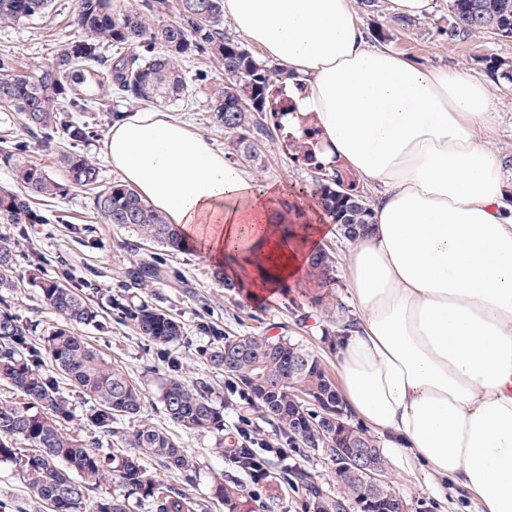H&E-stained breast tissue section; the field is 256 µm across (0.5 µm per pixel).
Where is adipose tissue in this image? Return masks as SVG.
<instances>
[{
    "mask_svg": "<svg viewBox=\"0 0 512 512\" xmlns=\"http://www.w3.org/2000/svg\"><path fill=\"white\" fill-rule=\"evenodd\" d=\"M224 12L287 72L289 127H316L319 160L378 189L348 243L353 325L335 346L347 410L479 512H512V184L476 137L493 97L466 67L371 46L350 0H224ZM100 152L248 299L306 281L327 217L287 212L170 113H125Z\"/></svg>",
    "mask_w": 512,
    "mask_h": 512,
    "instance_id": "obj_1",
    "label": "adipose tissue"
}]
</instances>
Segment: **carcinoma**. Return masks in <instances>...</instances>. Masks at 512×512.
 <instances>
[{
  "label": "carcinoma",
  "mask_w": 512,
  "mask_h": 512,
  "mask_svg": "<svg viewBox=\"0 0 512 512\" xmlns=\"http://www.w3.org/2000/svg\"><path fill=\"white\" fill-rule=\"evenodd\" d=\"M52 0H0V24L31 19ZM224 0H178L177 16L158 21L134 9L112 11V0H77L75 24L84 37L66 44L34 74L16 72L14 60L0 56V112L17 121L22 136L0 138V163L11 168L19 190L0 189L1 224H46L37 202L55 199L71 188L92 195L93 209L104 224L126 228L138 239L167 251L184 252L189 242L182 230L143 199L118 182L102 184L100 168L87 157L69 151L59 156L65 182L27 161L31 141L49 143L61 134L70 143L93 135L89 112L105 111L116 122L118 107L106 96L140 104H167L193 99V89L182 68L185 59L205 56L224 71V87L212 104L214 121L231 135L233 154L254 165L261 163L258 143L282 138L290 159L314 173L311 196L321 211L349 241L371 223V204L360 187L361 178L323 165L312 152L313 130L298 137L288 131L282 99L283 70L260 62L221 27ZM448 40L467 42L486 33L512 39V0H448ZM116 49L106 54L105 48ZM244 101L248 107L237 103ZM47 258L34 253L28 282L39 288L43 303L64 323L42 332L39 324L23 321L7 300L23 277L19 255L11 238L0 235V381L16 397L0 402V463H10L23 477L31 494L47 512H127L119 497H94L95 486L117 477L120 483L148 502L153 512H203L185 492L147 474L141 456L149 454L177 475L197 468L195 457L166 431L141 425L128 432L123 423L143 412L140 387L122 368L112 365L74 327H97L115 315L136 335L155 345H167L184 336L179 319L146 301L116 302L109 310L92 303L72 283L68 273H44ZM128 286L141 287L161 278L157 261H142L126 273ZM309 278L316 282L311 307L329 317L333 341L336 329L349 326V310L336 299L335 253L322 249L312 259ZM216 337L206 352L212 370L246 391L261 416L288 438L307 448H324L330 458L354 448L379 447L362 426L348 417L336 421L328 410L342 400L335 381L321 362L302 344L281 336H226L201 324ZM51 364L53 373L44 370ZM178 361H170L161 404L167 418L183 430H224V409L209 397V387L179 379ZM91 403L87 414L93 432L79 440L65 432L70 421V395ZM120 447H114V444ZM297 479L308 491L312 512H397L387 495L366 507L364 489L353 480L338 479L344 497L332 500L308 479ZM213 497L224 512H265L268 505L244 495L240 485L216 481Z\"/></svg>",
  "instance_id": "carcinoma-1"
}]
</instances>
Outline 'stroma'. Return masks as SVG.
<instances>
[{"label":"stroma","mask_w":512,"mask_h":512,"mask_svg":"<svg viewBox=\"0 0 512 512\" xmlns=\"http://www.w3.org/2000/svg\"><path fill=\"white\" fill-rule=\"evenodd\" d=\"M76 0H56L54 7L34 19L0 25V54L14 58L21 74L48 62L65 44L81 39L74 24ZM357 21L371 44L405 56L424 68L452 69L469 67L484 78L497 102L492 139L506 164L505 178L512 180V83L502 79L499 71L489 67V59L512 62V41L487 34L466 43L449 42L448 0H435L431 14L416 18L411 26L396 22L391 0H378L367 8L361 0H352ZM189 81L195 82L194 102H177L166 110L180 120L190 132L209 139L218 149L228 150V136L212 120L209 100L224 86V73L212 60L196 56L183 64ZM207 72L206 81H199L200 72ZM261 165H245V172L257 187H275L283 200H295L312 205L309 194L312 176L298 163L292 162L283 140H269L261 146ZM49 221L29 224L24 234H17L11 224H0V233L13 236L20 255L41 252L50 260L65 259L73 265L76 275L87 276L89 269H102L104 275L89 289L90 299L105 307L110 301L146 298L170 310L184 324L186 334L179 344L161 349L137 336L131 327L113 321L100 328L78 327L79 335L89 337L102 354L123 367L141 386L145 397L142 423L166 429L183 447L195 456L197 471L192 479L164 470L153 458L143 464L150 474L166 484L180 488L194 501L202 503L206 512H224L214 500L211 487L221 477L241 484L246 495L268 502L273 512H306L305 493L287 480L286 470L306 471L318 481L329 498L339 497L333 463L319 448L297 447L288 461L272 459L270 477L264 487L254 486L249 478L234 467L226 456L230 444L239 438L242 419H249L262 438L285 443L286 438L272 423L255 412L252 404L239 398L231 381L212 370L202 351L212 339L200 333V322L206 321L224 330L226 335L287 336L302 343L317 355L328 371H335L336 360L322 343V331L327 326L325 316L305 318L301 292H288L253 302L240 291H227L213 277L214 266L198 250L169 253L151 252L136 243L135 236L124 229L101 223L92 208L90 194L73 188L43 208ZM157 258L162 277L143 291L129 290L123 285L126 269L140 261ZM13 311L25 320L39 323L41 329L61 324V317L45 306L38 288L24 285L10 297ZM178 360L179 376L191 383L202 382L210 387L216 405L224 409V429L220 432L188 433L166 417L160 393L167 370L164 356ZM391 485L407 505L408 512H476V505L447 479L430 472L420 462L410 458H388Z\"/></svg>","instance_id":"1"}]
</instances>
